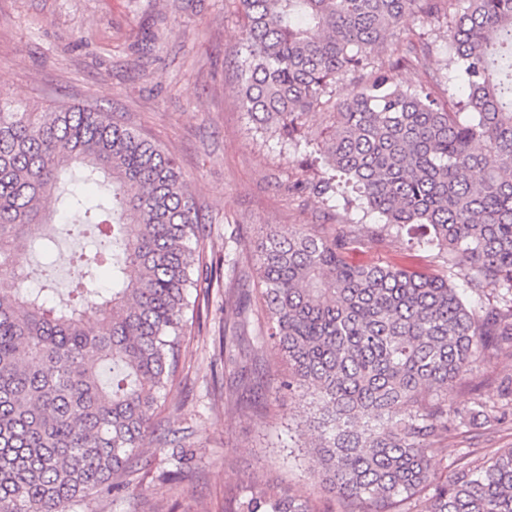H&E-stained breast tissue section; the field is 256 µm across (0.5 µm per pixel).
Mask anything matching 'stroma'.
<instances>
[{
  "instance_id": "35a3bbf8",
  "label": "stroma",
  "mask_w": 512,
  "mask_h": 512,
  "mask_svg": "<svg viewBox=\"0 0 512 512\" xmlns=\"http://www.w3.org/2000/svg\"><path fill=\"white\" fill-rule=\"evenodd\" d=\"M242 26L234 0H0V94L34 112L90 103L160 145L191 183L205 216V247L223 263L207 319L187 328L183 381L154 418L182 436L191 456L185 472L171 480L173 446L149 443L148 468L129 474V495L93 503L91 512H224L225 491L248 481L304 495L320 490L309 399L276 388L287 365L266 354L263 378L245 372V408L213 396V340L225 297L241 300L246 335L257 336L264 324L256 250L268 230L285 236L303 224L329 233L340 222L296 191L313 172L261 136L243 112ZM440 42L418 15L405 17L393 39L400 49L414 44L433 65L441 62ZM377 221L371 215L359 224L354 260L436 270L432 251L373 241ZM511 393L512 358L503 356L486 371L463 373L448 390V411L477 400L497 404ZM444 446L432 460L439 473L465 449L512 446V410L493 427L451 431Z\"/></svg>"
}]
</instances>
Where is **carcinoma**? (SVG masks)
<instances>
[{"instance_id":"cac0c4a2","label":"carcinoma","mask_w":512,"mask_h":512,"mask_svg":"<svg viewBox=\"0 0 512 512\" xmlns=\"http://www.w3.org/2000/svg\"><path fill=\"white\" fill-rule=\"evenodd\" d=\"M244 16L239 94L256 129L296 154L313 111L344 75L369 80L330 113L316 153L325 171L299 190L343 211L378 214L376 239L415 235L445 268L357 263L354 224L267 234L258 251L267 329L259 349L288 362L280 388L316 408L313 451L338 512H512V447L458 455L433 475L428 458L451 431L448 388L512 354V0H238ZM407 14L447 27L445 70L468 90L399 85L413 49L374 54ZM81 170L99 191L85 209L99 242L71 264L68 298L53 283L0 282V512H75L129 489L179 382L191 303L220 280L204 251V217L175 160L93 105L30 112L0 96V266L47 235L52 194ZM112 267V287H93ZM207 287L194 301L195 273ZM241 338L219 337L236 362ZM498 410L460 416L489 425ZM224 512H329L274 484L224 496Z\"/></svg>"}]
</instances>
